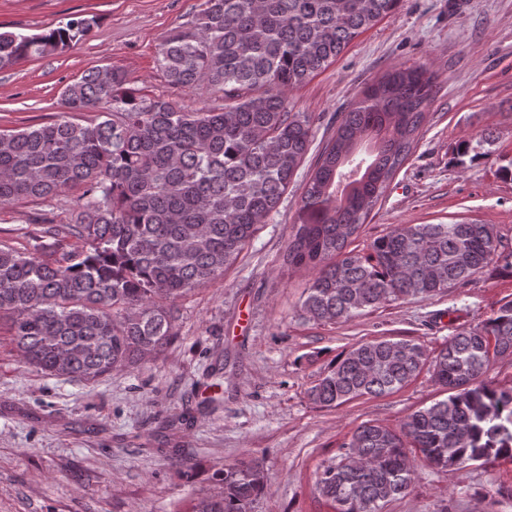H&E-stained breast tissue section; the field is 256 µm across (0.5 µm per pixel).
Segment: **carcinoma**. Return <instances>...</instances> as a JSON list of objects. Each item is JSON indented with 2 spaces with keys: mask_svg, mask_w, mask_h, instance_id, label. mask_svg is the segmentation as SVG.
<instances>
[{
  "mask_svg": "<svg viewBox=\"0 0 512 512\" xmlns=\"http://www.w3.org/2000/svg\"><path fill=\"white\" fill-rule=\"evenodd\" d=\"M402 0H205L197 17L162 39L157 62L174 88L205 86L224 104L187 110L95 67L61 92L64 115L0 130V209L51 201L79 187L67 224L44 216L24 233L30 250L0 245V318L35 368L97 381L158 358L177 336L174 309L188 292L233 265L258 226L278 212L308 152L316 116L290 112L288 93L336 61ZM97 19L47 33L0 30V70L63 51ZM438 75L400 68L367 86L320 151L283 260L314 272L301 316L347 322L408 297L465 284L494 258L512 268L493 224H400L369 252L348 249L411 154ZM76 112H95L82 124ZM494 343H489V339ZM512 356V300L483 324L448 337L433 353L414 340L359 343L310 390L323 407L400 390L423 369L448 396L409 413L394 429L366 422L345 448L366 465L339 462L317 488L337 512H382L406 496L411 442L445 469L512 462V386L484 376ZM220 493L190 512H248L268 489L258 461L215 473Z\"/></svg>",
  "mask_w": 512,
  "mask_h": 512,
  "instance_id": "obj_1",
  "label": "carcinoma"
}]
</instances>
